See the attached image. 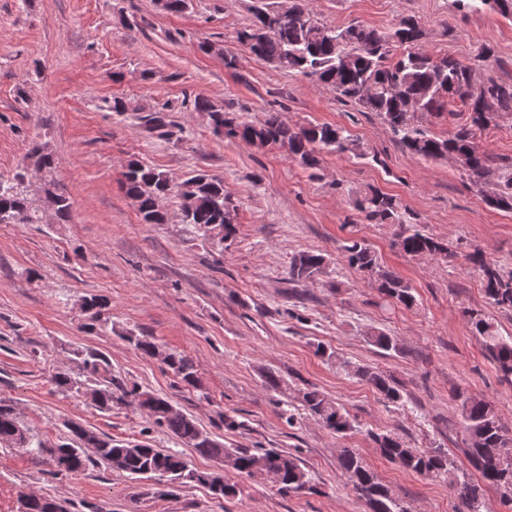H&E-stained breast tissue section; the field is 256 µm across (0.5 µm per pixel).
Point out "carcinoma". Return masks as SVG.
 <instances>
[{"label": "carcinoma", "instance_id": "carcinoma-1", "mask_svg": "<svg viewBox=\"0 0 512 512\" xmlns=\"http://www.w3.org/2000/svg\"><path fill=\"white\" fill-rule=\"evenodd\" d=\"M456 2L466 12L490 10L512 18V0ZM290 3L288 11L292 16L284 18L278 0L273 3L257 0L252 21L236 32L237 42L249 54L278 70L316 79L330 88L340 104L379 116L394 140L410 156L426 161H446L451 165L457 157L465 158L468 168L461 174L476 188L486 205L512 212V156L483 150L478 143L487 129L512 125V82L485 76L480 91L471 82L474 68L495 60L492 49L482 47L473 61L461 62L431 53L425 46L426 32L413 16L402 17L388 31L358 22L333 27L315 18L309 0H290ZM487 95L495 105L492 121L480 110V102ZM454 101L462 103L468 117L448 136L439 137L430 130L428 118L442 115L448 103ZM192 106L193 111L209 117L213 134L223 129V139L245 141L259 148L288 143L289 159L307 170L319 169L324 152L377 160V156L370 155L342 126L313 122L290 125L277 111L268 112L262 122L255 124L236 115V110L230 106H219L199 96L194 97ZM26 159L25 169L7 178L0 177V224L42 223L40 199L22 189V181L30 171L39 175L43 188L56 203L55 223H70L74 202L54 179L55 157L48 145L32 143ZM123 189L136 203L144 224L168 223V213L157 209V201L176 196L192 202L191 210L180 209V223L187 231L214 232L221 240L236 232L234 224L225 222V216L234 206L224 193V179L219 176L196 173L176 181L143 161L132 160L124 172ZM354 209L370 224L397 225V244L411 257L446 260L454 256L448 243L422 230L409 210L393 195L369 187L356 194ZM344 252L352 268L377 282L382 303L405 308L415 304L413 288L381 266L370 245L354 240L344 247ZM465 259L479 272L489 302L512 312V270L487 258L478 247L468 251ZM325 266L322 254L300 252L290 262L288 283L295 288L303 286L321 274ZM84 300L87 320L84 327L90 331L107 330V300L101 295L86 296ZM464 316L473 335L482 339L502 379L512 383V340L500 336L494 323L481 313L466 309ZM368 335L372 344L386 356L402 350L397 339L382 331L372 330ZM124 338L151 358L159 348V344L144 333L129 332ZM73 352L78 372L58 371L53 376L55 387L63 394L78 398L80 388L89 386L99 393L98 400L91 405L102 412L112 410L114 403L140 405L146 409L153 426L193 448L199 456L224 462L237 476L253 480H265L271 474L277 476L275 489L283 496L300 495L315 488L309 470L298 456L277 448H226L168 397L136 385L121 384L112 375V361L104 352L87 348H75ZM163 365L183 387H198L195 363L186 354L170 350ZM343 366L375 389L387 403L403 404L401 387L391 375L346 361ZM264 383L275 394L287 393L288 383L272 370L264 372ZM296 399L324 429L340 438L358 428L356 420L343 406L317 389L302 390ZM457 399L460 400L469 461L480 474L479 483L459 474L448 453L440 447L413 448L400 435L385 430L370 431L368 436L385 459L448 485L467 512H480L486 485L495 487L502 503L509 506L512 504V431L502 422L493 401L462 393L457 394ZM66 429L65 437L54 443L47 442L22 423L11 400L0 399V443L12 444L30 455L48 457L56 476H77L91 466L101 465L134 479L157 476L166 481L170 494L192 483L208 487L218 498H233L239 493L238 484L227 477L221 489H215L214 473L199 470L180 453L156 448L148 441H120L101 433L98 454L90 458L83 452L88 427L73 421ZM337 462L370 512H408L353 449H340ZM21 506L22 512H68L66 506L52 496L25 497Z\"/></svg>", "mask_w": 512, "mask_h": 512}]
</instances>
